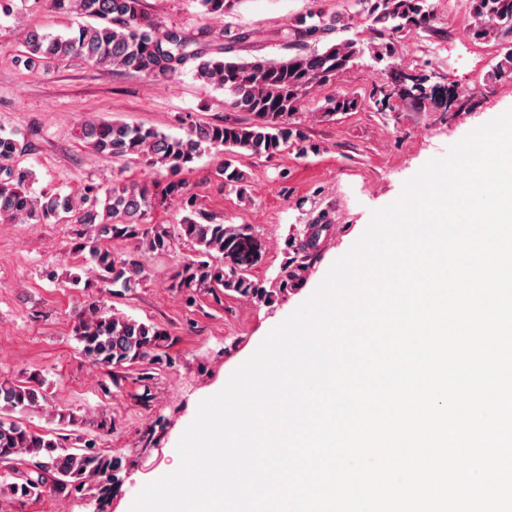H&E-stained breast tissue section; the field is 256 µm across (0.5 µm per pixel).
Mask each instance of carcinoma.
I'll list each match as a JSON object with an SVG mask.
<instances>
[{"mask_svg":"<svg viewBox=\"0 0 512 512\" xmlns=\"http://www.w3.org/2000/svg\"><path fill=\"white\" fill-rule=\"evenodd\" d=\"M371 21L378 43L370 45L374 60L396 54L399 40L421 29L424 18L434 19L428 0H359ZM53 7L77 19V29L67 35L45 32L37 26L27 30L20 62L35 70L80 58L92 65L145 77L175 75L187 62H196L198 79L224 90L226 106L251 115L247 122L228 118L195 122L177 137L156 128L132 126L121 121L88 120L81 138L104 159L136 156L148 166H159L174 177L158 194L145 184L116 180L112 187L87 185L81 196L36 195L32 173L14 165L28 141L16 133H0V220L27 224H52L60 214L72 213L82 227L77 249L88 251L96 281L125 291L147 279L139 253L169 254L177 245L190 246L169 287L186 292L188 303L203 293L223 305L224 297L269 304L292 287L293 274L283 268L279 285L267 289L252 279L250 269L261 257V243L246 227L217 223L197 207L196 197L180 178L206 150L225 154L216 168L219 189L247 193L244 173L234 165L236 157H271L293 142L303 151L314 150L303 129L291 121L310 91L345 73L363 53L361 42L345 39L319 52L297 55L287 61H227L192 48L195 40L176 29L160 30L141 11V0H51ZM473 23L468 32L478 42L509 44L495 65L498 76L512 75V0H470ZM333 28L323 15L311 13L298 21L297 31L315 36ZM358 100L346 96L328 102L331 112H352ZM178 196L186 212L178 224H151L149 213L159 198ZM327 220L318 218L310 233L300 240L301 259L313 256L314 246ZM130 241L136 251L119 255L108 242ZM82 353L94 364L109 370L112 381L119 373L142 367L140 381L152 379L144 364L162 361L166 335L145 324L97 305L83 309L74 328ZM46 390L40 381L0 384V495L37 499L51 491L47 476L59 480L58 492L80 493L103 512L112 491L123 484L124 468L116 456L95 450L87 439L83 447L67 445V436L57 432L38 435L12 413L41 406Z\"/></svg>","mask_w":512,"mask_h":512,"instance_id":"cac0c4a2","label":"carcinoma"}]
</instances>
